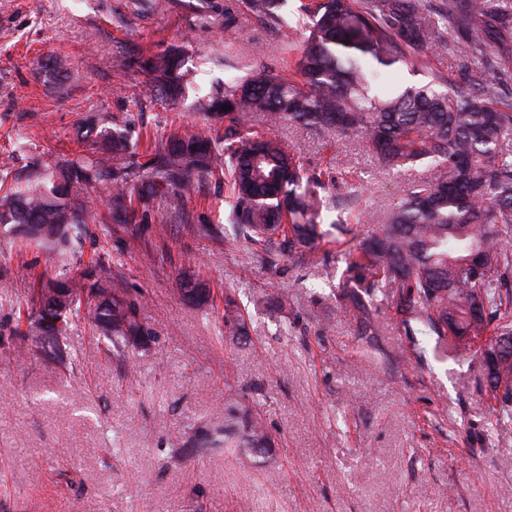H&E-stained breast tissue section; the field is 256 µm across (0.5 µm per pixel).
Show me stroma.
<instances>
[{
    "mask_svg": "<svg viewBox=\"0 0 512 512\" xmlns=\"http://www.w3.org/2000/svg\"><path fill=\"white\" fill-rule=\"evenodd\" d=\"M281 45L245 11L230 38L129 0H0V175L72 158L85 119L121 127L138 153L146 139L206 126L189 103L158 98L142 68L167 47H186L188 85L204 95L254 63L285 68ZM54 53L70 60L64 74L47 65ZM230 119L361 187L372 221L356 224L360 238L415 177L382 168L354 138L288 121L273 129L260 112ZM231 206L208 178L186 201L202 234L158 226L160 196L124 230L101 193L85 202L89 236L63 254L0 233V512H512V418L491 421L480 358L457 357L425 327L406 331L384 301L376 335H360L337 290L346 264L335 236L311 263L283 252L269 266L235 237ZM101 260L150 332L132 369L84 325L70 331L65 363L39 351L18 360L19 307L36 275L84 278ZM184 272L210 288L211 305L184 298ZM281 292L284 310L273 303ZM228 294L245 313L242 348L222 340ZM229 386L260 404L275 456L247 465L212 448L165 468L191 427L223 423Z\"/></svg>",
    "mask_w": 512,
    "mask_h": 512,
    "instance_id": "stroma-1",
    "label": "stroma"
}]
</instances>
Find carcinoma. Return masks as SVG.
Returning <instances> with one entry per match:
<instances>
[{
	"instance_id": "carcinoma-1",
	"label": "carcinoma",
	"mask_w": 512,
	"mask_h": 512,
	"mask_svg": "<svg viewBox=\"0 0 512 512\" xmlns=\"http://www.w3.org/2000/svg\"><path fill=\"white\" fill-rule=\"evenodd\" d=\"M288 0H246L249 12L283 33L294 74L252 65L243 76L198 97L193 109L221 117L263 112L276 125L288 120L306 128L353 135L386 168L424 169L404 199L387 215L379 233L350 250L341 295L358 312L361 335L374 334L379 301L394 304L408 331L424 326L465 357L480 353L473 336L512 337V155L501 151L512 137V0H317L297 23L282 13ZM224 16L233 27V5L220 10L205 0L196 11L206 20ZM457 54L463 77L448 82L427 70L428 57ZM184 52L171 47L143 62L155 76V90L176 100L185 90ZM424 73L416 84H389L388 69ZM229 110H222V106ZM82 154L46 162L37 178L13 184L0 195V229L54 249L89 234L85 198L107 193L112 221L131 224L135 204L155 196L168 214L189 223L186 196L206 177L226 180L234 200V231L274 263L270 246L281 240L303 261L323 238L328 213L336 234L352 231L351 212L360 204L344 193L349 211L321 193V174L306 170L275 138L251 140L231 126L224 136L195 129L157 139L134 160L127 135L118 128L90 130ZM95 281L39 279L38 312L26 315L24 339L56 358L74 321L86 318L112 344V357L130 365L129 349L150 335L140 321L141 303L112 280L110 267L97 265ZM69 293L60 312L62 326L47 322L43 305L52 293ZM180 291L199 302L209 297L189 276ZM224 340L247 344L244 314L224 298ZM501 400L491 416L512 404V384H489ZM222 448L238 460H267L274 450L258 405L248 394L227 387L224 425L195 426L166 466L178 468L192 455Z\"/></svg>"
}]
</instances>
